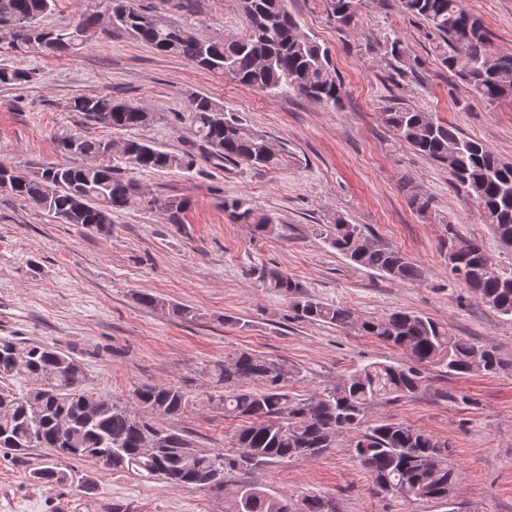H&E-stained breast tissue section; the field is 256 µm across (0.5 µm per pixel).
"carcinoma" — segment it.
Here are the masks:
<instances>
[{"mask_svg":"<svg viewBox=\"0 0 512 512\" xmlns=\"http://www.w3.org/2000/svg\"><path fill=\"white\" fill-rule=\"evenodd\" d=\"M359 0H326L336 23L348 26ZM248 25L232 36L203 35L162 24L138 0H82L75 24L46 28L41 18L55 0H0V24L13 33L0 39V56L22 55L32 49L75 53L114 32L132 35L158 52L177 55L192 65L259 91H292L327 107L342 100V82L332 54L310 38L286 8V0H240ZM401 8L424 19L442 41L440 62L461 82L473 87L487 103L512 95V53L494 48L487 28L465 6V0H400ZM29 81L28 73L0 68V85ZM187 116L195 139L179 153L139 139L124 141V163L143 170H191L198 157L216 165L242 162L275 169L283 154L264 135L251 129L212 98L191 93ZM69 110L85 122L115 131L149 124L153 112L118 102L107 95H85L69 102ZM383 122L402 142L448 168L454 188L481 208L499 240H512V162L502 160L481 141L453 125L417 109L389 105ZM110 142L70 133L60 139L63 152L90 162L74 167L56 165L27 173L0 165V189L43 209L65 224H109L112 213L139 201L165 212L180 223L182 201L161 199L115 174ZM224 210L239 224H250L257 235L274 230L273 216L257 213L241 197L224 201ZM325 241L357 266L407 283L422 278L421 269L400 251L344 220L323 229ZM457 263L451 272L477 299L512 320V260L487 264L483 248L473 242L454 244ZM267 287L288 298L295 315L352 329L402 348L410 364L370 362L350 371L335 386L303 398L287 391L299 371L241 352L209 366L220 388L210 402L227 417L243 424L230 452L198 446L188 433L168 420L182 415L188 394L175 385L143 383L133 390L137 412L107 394L87 387L82 365L59 348L45 343L22 349L18 365L0 360V379L22 378L29 388L0 385V448L17 455L34 448L51 451L53 462L33 470L34 481H73L65 461L91 462L112 473L135 472L184 490L207 487L232 472L248 471L279 459L312 458L349 437L360 466L380 491L405 503L450 501L459 480L448 461L453 449L426 430L403 422L368 419L379 401L412 397L421 387V365H437L449 374L473 371L497 374L509 366L498 349L455 336L448 326L428 316L395 310L363 319L351 307L326 305L309 297L304 286L279 272L267 275ZM228 512H338L336 502L321 494L299 499L279 498L262 485L242 483L230 496Z\"/></svg>","mask_w":512,"mask_h":512,"instance_id":"obj_1","label":"carcinoma"}]
</instances>
